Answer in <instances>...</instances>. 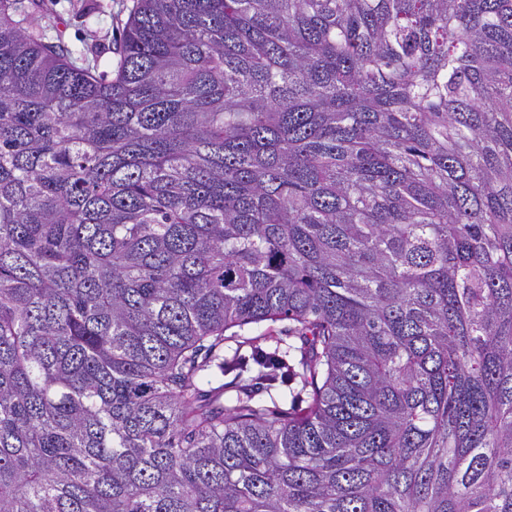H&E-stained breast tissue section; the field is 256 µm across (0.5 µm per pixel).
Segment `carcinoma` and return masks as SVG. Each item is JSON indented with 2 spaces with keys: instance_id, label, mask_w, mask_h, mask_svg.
I'll use <instances>...</instances> for the list:
<instances>
[{
  "instance_id": "obj_1",
  "label": "carcinoma",
  "mask_w": 512,
  "mask_h": 512,
  "mask_svg": "<svg viewBox=\"0 0 512 512\" xmlns=\"http://www.w3.org/2000/svg\"><path fill=\"white\" fill-rule=\"evenodd\" d=\"M0 0V512H512V0ZM293 324L288 411L203 391ZM49 3L60 21L64 40L73 48H81L91 42L107 47L119 38V29L133 5V0H103L109 4L105 12L86 19L80 17L78 4L82 0H44ZM289 328L290 324L285 320L276 323L263 322L245 326L241 330L233 328L225 332L224 342L211 355L209 369L202 373L201 388L208 391L232 380L233 374L223 376L217 365L223 358L224 361H229L238 355L249 356L251 347L248 343H243L248 338L261 336L258 343L267 352L275 350L279 354L288 352V347L295 344V339ZM233 334H237V336H231Z\"/></svg>"
}]
</instances>
